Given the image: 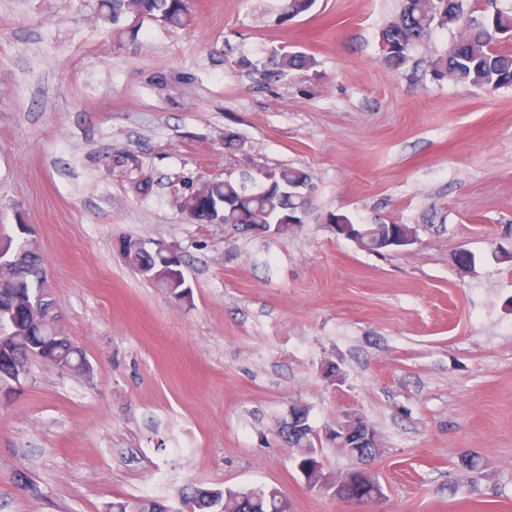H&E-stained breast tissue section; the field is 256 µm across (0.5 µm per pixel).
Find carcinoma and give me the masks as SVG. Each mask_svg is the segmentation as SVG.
Masks as SVG:
<instances>
[{"label": "carcinoma", "mask_w": 512, "mask_h": 512, "mask_svg": "<svg viewBox=\"0 0 512 512\" xmlns=\"http://www.w3.org/2000/svg\"><path fill=\"white\" fill-rule=\"evenodd\" d=\"M315 0H284L280 22L309 12ZM106 19L118 23L127 14L140 13L169 29H180L190 20L188 0H100ZM436 27L456 30L465 38V50L450 48L432 61L436 79L484 89L512 87V51L493 44L512 38V5L495 13L481 14L472 0H401L396 19L382 31L383 61L398 67L405 63L411 47L426 39ZM312 63L300 52L276 54L278 72L303 70ZM277 189L263 196L249 189L250 179L211 180L198 193L181 198L179 207L193 218L226 224H274L289 210L308 209L309 201L298 202L288 186L308 176L293 167L275 169ZM123 255L135 269L150 267L152 282L169 294L182 289L164 274L166 256L149 250L138 239H122ZM54 302L43 269V257L36 238L18 231H0V339L8 350L0 352V384L12 381L20 363L37 358L62 372L78 375L86 364L83 351L70 342L49 341L51 323L56 319ZM180 507L172 512H282V493L276 488L230 489L188 486L179 495ZM171 504L155 498H117L110 512H164Z\"/></svg>", "instance_id": "obj_1"}]
</instances>
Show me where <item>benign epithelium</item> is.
I'll use <instances>...</instances> for the list:
<instances>
[{
	"mask_svg": "<svg viewBox=\"0 0 512 512\" xmlns=\"http://www.w3.org/2000/svg\"><path fill=\"white\" fill-rule=\"evenodd\" d=\"M345 237L352 238L363 247H371L376 251L394 250L409 246L415 241V233L399 225V229L379 228L375 234L365 229L363 224H346ZM294 411L288 415V424L299 428V433H307L315 442H320L325 436L333 437L331 444L344 450L354 461L355 465L346 472L334 476L325 471L321 460H316L308 468L299 469L304 481L315 485V489L329 493L332 496L349 500L363 505L374 503L383 498L380 483L372 472L370 463L371 449L378 435L374 433L371 424L364 417L347 414L336 423V426L319 433L305 427V405L296 403Z\"/></svg>",
	"mask_w": 512,
	"mask_h": 512,
	"instance_id": "obj_1",
	"label": "benign epithelium"
}]
</instances>
